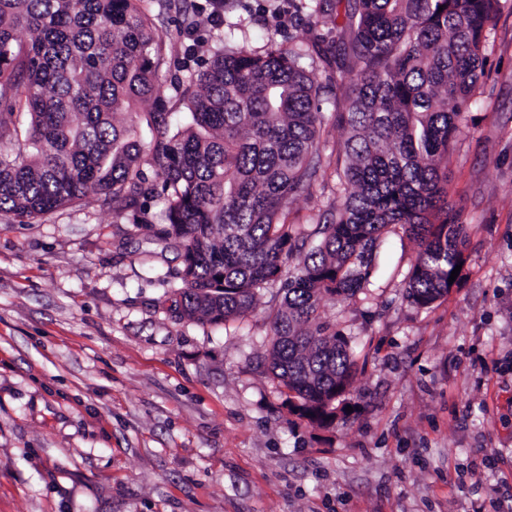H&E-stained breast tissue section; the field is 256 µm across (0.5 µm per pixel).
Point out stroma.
<instances>
[{
    "mask_svg": "<svg viewBox=\"0 0 512 512\" xmlns=\"http://www.w3.org/2000/svg\"><path fill=\"white\" fill-rule=\"evenodd\" d=\"M301 25L294 0H240L175 37L168 107L183 114L179 81L226 33L260 51ZM483 55L448 156L461 279L411 305L416 246L395 226L367 293L324 298L361 361L330 429L289 415L267 370L270 292L226 328L180 321L181 258L130 213L91 193L28 224L0 214V512H512V0ZM335 202L315 184L288 221Z\"/></svg>",
    "mask_w": 512,
    "mask_h": 512,
    "instance_id": "1",
    "label": "stroma"
}]
</instances>
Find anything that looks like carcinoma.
<instances>
[{
    "mask_svg": "<svg viewBox=\"0 0 512 512\" xmlns=\"http://www.w3.org/2000/svg\"><path fill=\"white\" fill-rule=\"evenodd\" d=\"M296 44L227 47L181 85L173 129L158 87L165 41L144 0H0V213L29 223L90 191L140 213L161 197L166 223L133 234L180 251L179 317L226 324L263 290L281 304L269 368L288 413L319 428L347 415L357 372L324 297L355 299L392 225L417 246L406 299L429 309L465 262L468 227L448 203V151L483 67L500 0H303ZM177 34L194 0H164ZM338 33L328 42L321 31ZM325 62L346 109L324 110L307 68ZM343 128L335 159L320 139ZM152 132L143 142L139 129ZM156 169L150 179L144 167ZM333 168L341 203L307 231L288 223L300 193Z\"/></svg>",
    "mask_w": 512,
    "mask_h": 512,
    "instance_id": "1",
    "label": "carcinoma"
}]
</instances>
